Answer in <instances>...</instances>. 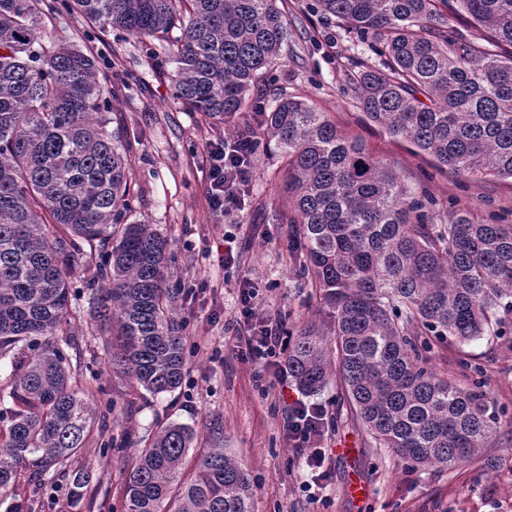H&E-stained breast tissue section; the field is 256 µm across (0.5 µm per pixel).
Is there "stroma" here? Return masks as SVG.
I'll list each match as a JSON object with an SVG mask.
<instances>
[{
  "instance_id": "stroma-1",
  "label": "stroma",
  "mask_w": 512,
  "mask_h": 512,
  "mask_svg": "<svg viewBox=\"0 0 512 512\" xmlns=\"http://www.w3.org/2000/svg\"><path fill=\"white\" fill-rule=\"evenodd\" d=\"M278 5L290 22L288 39L279 60L255 86L260 105H274L283 97L312 99L347 136L384 158L412 190H427L439 203L467 210L474 220L488 223L501 216L512 224V179L483 181L438 170L407 142L388 137L344 91L348 70L374 60L366 45L318 12L316 0H278ZM45 31L47 40L91 53L100 70L123 86L112 103V125L134 148L133 217L158 225L168 238V276L182 286L177 312L185 326L186 371L180 388L157 396L113 373L104 360L102 338L82 319L86 278L77 276L70 293L78 346L70 350V360L84 377L95 378L99 398L111 401L112 413L92 435L84 457L64 464L47 476L38 493L28 495L31 512H123L122 453L102 452V444L126 432L140 448L171 422L194 432L186 466L212 448L226 449L238 460L253 482L254 512H512V430L503 429L485 459L452 471L413 469L391 449L371 443L332 382L316 397L331 422L324 442L329 477L317 493L304 488L303 456L286 430V407L298 396L296 386L279 367L258 370L227 328L237 314L238 288L245 277L258 288L266 312L288 328L329 320L290 258L286 225L270 218L269 207L278 199L272 176L277 157L258 151L242 206L225 216L213 212L201 156L206 140L223 135L224 129L203 124L198 113L177 100L169 78L173 66L163 45L146 48L124 31H100L64 10ZM228 236L239 261L225 266L218 258ZM463 353L490 361V396L512 412V338L447 342L433 362L454 377ZM265 385L270 388L266 394L261 391ZM75 466L92 474L76 509L67 496V474ZM355 480L365 487L363 499L350 494Z\"/></svg>"
}]
</instances>
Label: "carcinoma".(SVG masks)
<instances>
[{
    "mask_svg": "<svg viewBox=\"0 0 512 512\" xmlns=\"http://www.w3.org/2000/svg\"><path fill=\"white\" fill-rule=\"evenodd\" d=\"M67 10L166 43L177 98L213 124L255 106L280 57L288 19L277 0H61ZM483 43L448 25V0H317L377 60L350 78L361 110L441 170L512 179V0H459ZM58 7L0 0V361L10 406L0 412V501L36 487L84 454L94 389L70 365V282L89 272V323L109 336L112 371L153 394L181 385L185 362L168 241L131 220L132 147L108 129L119 88L95 57L44 40ZM179 35L172 38L173 31ZM276 156L288 226L307 284L331 315L330 335L299 325L288 374L309 395L336 378L377 448L415 468L453 470L498 443L507 410L485 391L488 365L461 357L469 383L440 374L433 342L506 336L512 325V224L463 209L439 220L365 144L307 99L258 109L240 131ZM185 425L162 427L124 470V512H253L249 474L222 448L200 456ZM90 476L70 474L78 504Z\"/></svg>",
    "mask_w": 512,
    "mask_h": 512,
    "instance_id": "1",
    "label": "carcinoma"
}]
</instances>
